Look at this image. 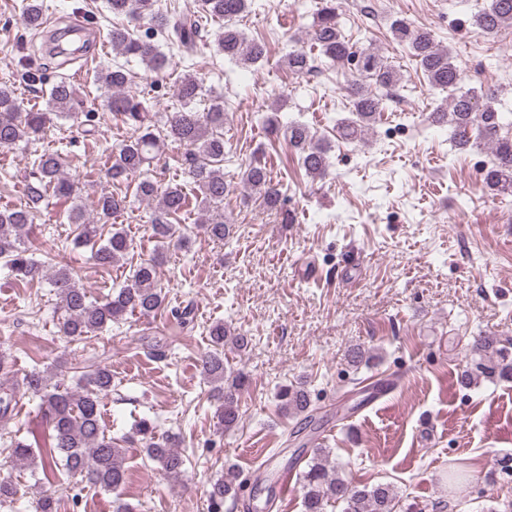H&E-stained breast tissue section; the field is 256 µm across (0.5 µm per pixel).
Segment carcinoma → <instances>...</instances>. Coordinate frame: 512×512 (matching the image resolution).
Segmentation results:
<instances>
[{"label": "carcinoma", "mask_w": 512, "mask_h": 512, "mask_svg": "<svg viewBox=\"0 0 512 512\" xmlns=\"http://www.w3.org/2000/svg\"><path fill=\"white\" fill-rule=\"evenodd\" d=\"M251 0H200L196 13L160 12L158 0H108L115 15L131 17L148 24L145 35H134L125 27L112 28V49L125 58H138L150 72L158 73L168 64L150 35L154 29L165 34L171 47L183 55L196 52L208 35V22L222 23L215 34L217 52L224 59L250 68L266 56L263 43L248 39L238 28V22L249 12ZM42 15L40 0H27L24 23L35 27ZM336 0H320L309 30L317 53L302 48L291 50L284 63L294 74H303L317 58L331 67L353 66L346 92L351 117L341 122L349 140L364 138L379 112L384 110L385 88L403 81L399 71L391 67L371 46H356L346 39L338 21ZM477 33L495 36L512 26V0H489L488 6L473 20ZM393 39L403 46L417 62L429 86L436 90H451V100L442 102L429 113L428 127H450V142L459 151L474 146L491 152L485 173L487 185L498 194L512 195V137L502 130L512 126V113L495 108V96L474 88L462 87V71L455 63L452 51L439 45L430 31L410 25L402 19L391 24ZM97 81L106 88L104 106L123 123L132 126L136 136L112 153L107 169L115 182L136 181L134 195L153 204L149 221L159 239H171L177 233L181 215L189 207V196L180 183L161 185L153 181L150 172L160 161L163 141L170 140L186 147L180 166L194 185L198 206L211 213L204 225L207 235L218 242L230 237L231 225L224 223V197L228 185L224 182V159L228 154L224 142V98L216 96L207 107H192L202 95V82L188 74L177 89L181 110L161 116L144 102L125 91L127 74L117 63L101 69ZM75 90L60 80L46 92L45 108L25 111L7 85L0 86V148H12L39 138L55 119H76ZM263 125L271 130H284L288 146L298 155L301 166L314 182L324 180L329 172L327 150L316 140L308 123L297 119L281 122L278 113L266 116ZM245 188L258 195L270 210L281 206L282 193L271 181L266 164L253 159L244 164L241 175ZM75 185L62 170L54 154H42L32 164L26 180L23 206L0 210V261L21 283L49 280L61 311L60 332L72 343L108 324L121 320L129 312L149 316L166 307V295L157 283L156 263L142 262L133 268L126 284L112 291L102 301H92L86 289L70 268L60 265L53 272L45 263L29 254L24 241L25 228L33 223V215L53 197L57 201L72 199ZM125 195L103 193L97 199L98 220L86 219L82 207L68 209L70 223L76 225L74 244L91 249L95 264L107 269L123 260L133 249V239L120 224L112 222L127 206ZM229 336L223 324L210 330L214 351L201 360L204 377L217 385L221 392L219 417L224 428L238 421V395L247 384L242 371L224 374V341ZM482 379L512 380V339L486 335L477 338L473 353L465 361L457 380L469 387ZM112 391V371L98 365L69 386L48 370L34 369L9 393L0 396V415L6 416L12 404L24 396L40 399L42 413L52 430L47 448L34 450L24 441L11 444L10 456L21 463L40 461L44 475L64 470L74 478L115 494L114 512H135L123 498L128 479L125 448L120 439L107 436L102 425L101 404ZM280 409L289 415L310 421L316 410L309 391L301 385L279 389ZM137 434L141 436L145 456L160 465L169 478L179 480L185 474L184 456L169 438H158L147 421H142ZM325 448L310 449L305 468L299 473L303 512H327L332 504L342 505V512H423L416 504L403 506L393 486L378 483L372 486L355 484L333 471ZM239 473L233 467L210 482L208 497L211 512H224V501L238 498ZM57 490H45L37 500V512H57Z\"/></svg>", "instance_id": "cac0c4a2"}]
</instances>
